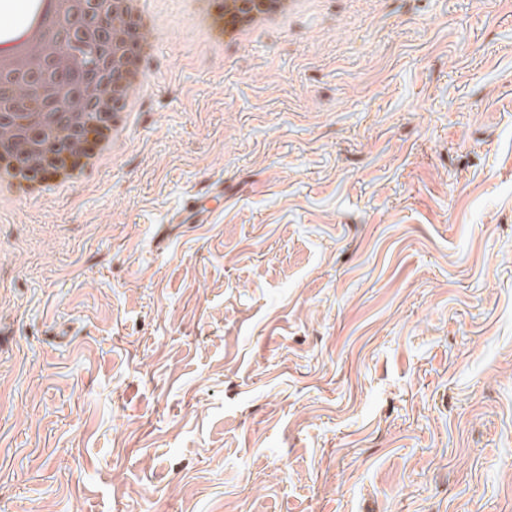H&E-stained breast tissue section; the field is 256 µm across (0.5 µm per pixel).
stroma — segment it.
Listing matches in <instances>:
<instances>
[{
	"mask_svg": "<svg viewBox=\"0 0 512 512\" xmlns=\"http://www.w3.org/2000/svg\"><path fill=\"white\" fill-rule=\"evenodd\" d=\"M145 5L126 151L0 209V512H512V0ZM259 8L245 9L243 1L228 0L224 4L227 17L225 35L228 39L242 43L259 28L283 24L287 17L305 1H263ZM216 199H224L223 185L207 187L186 197L166 221L170 224H210L215 210L209 206V202Z\"/></svg>",
	"mask_w": 512,
	"mask_h": 512,
	"instance_id": "obj_1",
	"label": "stroma"
}]
</instances>
